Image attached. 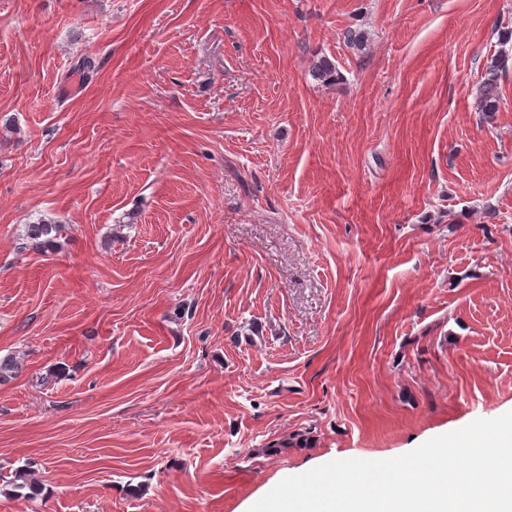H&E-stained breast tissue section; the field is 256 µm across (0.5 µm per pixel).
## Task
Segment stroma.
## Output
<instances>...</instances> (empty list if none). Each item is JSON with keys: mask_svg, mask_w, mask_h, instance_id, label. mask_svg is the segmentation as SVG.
<instances>
[{"mask_svg": "<svg viewBox=\"0 0 512 512\" xmlns=\"http://www.w3.org/2000/svg\"><path fill=\"white\" fill-rule=\"evenodd\" d=\"M501 51L512 0H0V512H249L512 411ZM510 56L501 52L491 59L488 66V77L478 86L477 109L479 112L489 114L497 112L500 98L497 90L499 72H506L509 69L508 61ZM63 225L41 220L37 224L25 225V237L32 249L38 251L53 250L58 247Z\"/></svg>", "mask_w": 512, "mask_h": 512, "instance_id": "obj_1", "label": "stroma"}]
</instances>
